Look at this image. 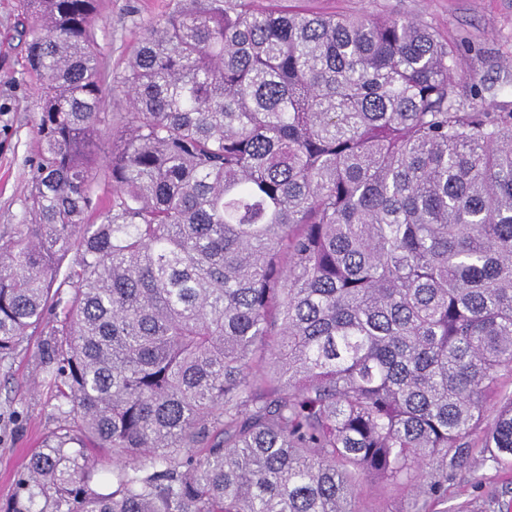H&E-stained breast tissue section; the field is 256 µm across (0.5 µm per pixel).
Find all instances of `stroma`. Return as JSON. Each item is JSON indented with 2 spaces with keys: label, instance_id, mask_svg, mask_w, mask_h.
<instances>
[{
  "label": "stroma",
  "instance_id": "obj_1",
  "mask_svg": "<svg viewBox=\"0 0 512 512\" xmlns=\"http://www.w3.org/2000/svg\"><path fill=\"white\" fill-rule=\"evenodd\" d=\"M174 0H100L96 41L105 70L124 74L147 26L164 17ZM305 8L339 14H390L416 20L458 43L453 65L460 102L484 112L512 111V0H303ZM18 0H0V228L24 221L30 165L40 144L34 130L40 79L24 61L14 26ZM479 95H471V88ZM47 331L30 336L12 359L0 363V508L16 492L19 472L34 448L58 422L57 388L45 371ZM482 432L467 443L470 456L448 472V500L434 512H494L512 502V464L483 462ZM360 512H411L403 489L363 481L358 485Z\"/></svg>",
  "mask_w": 512,
  "mask_h": 512
}]
</instances>
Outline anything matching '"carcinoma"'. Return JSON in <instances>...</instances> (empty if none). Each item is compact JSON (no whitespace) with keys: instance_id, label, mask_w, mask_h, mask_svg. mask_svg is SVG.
<instances>
[{"instance_id":"1","label":"carcinoma","mask_w":512,"mask_h":512,"mask_svg":"<svg viewBox=\"0 0 512 512\" xmlns=\"http://www.w3.org/2000/svg\"><path fill=\"white\" fill-rule=\"evenodd\" d=\"M20 9L41 150L0 243V363L53 315L61 424L9 512H358L362 480L428 512L474 431L512 459V395L485 423L512 372V112L460 104L457 44L175 0L106 137L98 0Z\"/></svg>"}]
</instances>
